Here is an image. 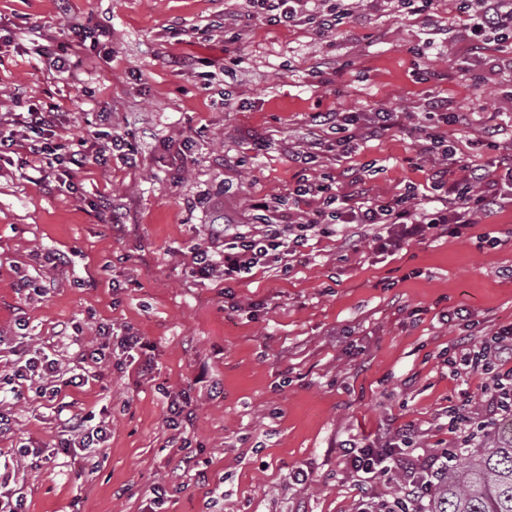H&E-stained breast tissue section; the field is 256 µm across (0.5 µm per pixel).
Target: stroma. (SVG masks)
<instances>
[{
	"instance_id": "35a3bbf8",
	"label": "stroma",
	"mask_w": 512,
	"mask_h": 512,
	"mask_svg": "<svg viewBox=\"0 0 512 512\" xmlns=\"http://www.w3.org/2000/svg\"><path fill=\"white\" fill-rule=\"evenodd\" d=\"M251 12L249 0H0V114L58 112L45 136L67 151L113 130L135 149L87 164L69 191L55 187L62 168L35 171L23 151L0 161V370L23 350L61 367L47 383L53 400L0 399L13 420L0 471L27 512H357L364 495L392 501L401 481L360 490L344 440L411 430L423 451L450 448L448 406L467 397L486 409V378L454 380L447 359L512 323V203L391 256L377 249L387 225L329 223L286 272L273 263L199 278L188 263L192 245H210L211 225L255 234L303 222L299 185L347 167L371 197L424 194L438 158L419 154L422 127L451 143L493 131L497 149L474 152L493 169L512 150V52L467 59L457 0L428 15L356 0L328 37ZM36 30L79 60L76 78H55L51 60L31 53ZM437 99L463 123L444 124ZM332 111L390 112L397 126L339 157L335 127L312 119ZM304 152L309 164L292 161ZM273 196L279 210L256 209ZM23 278L33 289L18 290ZM106 324L117 338L133 328L149 349L126 359L113 347L86 385L65 386ZM182 392L204 483L172 475L184 451L165 417ZM64 402L109 423L82 477L52 453ZM24 445L42 460L21 456Z\"/></svg>"
}]
</instances>
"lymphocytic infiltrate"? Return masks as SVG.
<instances>
[{"mask_svg":"<svg viewBox=\"0 0 512 512\" xmlns=\"http://www.w3.org/2000/svg\"><path fill=\"white\" fill-rule=\"evenodd\" d=\"M479 9L472 27L475 37H494L508 43L512 41V0H476ZM320 123L341 120L347 133L337 140L341 151H348L352 143L361 138H374L391 127L389 113H376L372 119L350 112L336 116L332 112L316 114ZM54 112L29 107L13 117L4 119L7 134H0V158L15 149H23L31 163L50 162L65 165L68 171H76L92 161H103L109 157H128L132 146L122 133H106L94 151L82 149L68 154H58L55 147L45 141L43 134L55 123ZM423 154L441 152L445 165L433 171L428 181L431 189L438 191V204L431 209L418 207L414 192L407 191L373 201L361 185L360 178L334 185L320 186L323 202L335 206L336 219L341 224H387L391 230L386 240L388 246L396 247L401 242L425 237L428 234L448 236L458 234L460 229L478 223L480 217L501 205L504 195L498 179L490 177L486 170L475 165L470 152L454 145L446 144L444 138L432 133L425 134L418 142ZM461 171L458 180H449V169ZM318 222L317 214L297 227L294 237H286L278 224H265L261 233L245 235L231 232L229 225L216 224L212 227L214 237L223 239L224 250L221 256H214L209 249L197 247L191 253L189 274L193 277L208 276L216 266H223L225 274L251 270L257 266L281 262L283 256L293 254L308 240L309 231ZM452 376L460 372H481L490 375L492 383L487 393V403L494 413L512 415V323L499 326L488 340L474 347H461L450 362ZM56 360L36 356L16 363L7 374L0 378V387L9 390L15 400H23L22 386L35 384L36 397L42 398L46 390L40 382L47 376L56 374ZM67 439L59 449L65 454L99 447L107 438L105 426H89L87 417L71 415L65 421ZM413 442L404 436L390 441L385 446L356 447L355 443L345 442L344 455L349 472L355 473L362 481H370L377 476H387L395 472L405 475L404 492L401 498L384 506H376L370 500H361L359 512H425L420 490L434 483L442 475V466L451 461L449 451L427 457L415 456Z\"/></svg>","mask_w":512,"mask_h":512,"instance_id":"1","label":"lymphocytic infiltrate"}]
</instances>
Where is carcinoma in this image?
<instances>
[{"label":"carcinoma","mask_w":512,"mask_h":512,"mask_svg":"<svg viewBox=\"0 0 512 512\" xmlns=\"http://www.w3.org/2000/svg\"><path fill=\"white\" fill-rule=\"evenodd\" d=\"M425 499L427 512H512V418L498 426L490 446L459 449Z\"/></svg>","instance_id":"carcinoma-1"}]
</instances>
